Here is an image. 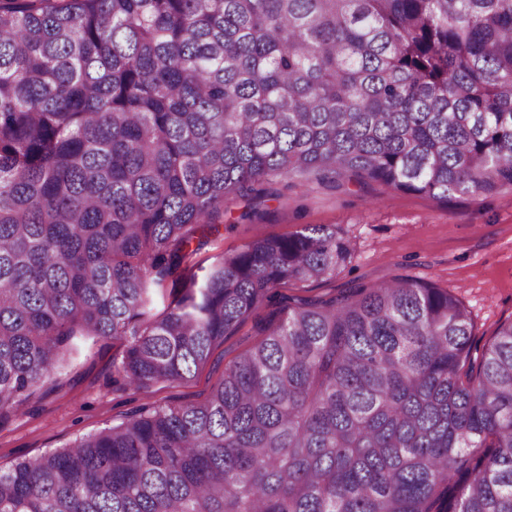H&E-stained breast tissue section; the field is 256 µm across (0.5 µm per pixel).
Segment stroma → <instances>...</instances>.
<instances>
[{
	"instance_id": "stroma-1",
	"label": "stroma",
	"mask_w": 512,
	"mask_h": 512,
	"mask_svg": "<svg viewBox=\"0 0 512 512\" xmlns=\"http://www.w3.org/2000/svg\"><path fill=\"white\" fill-rule=\"evenodd\" d=\"M268 191L265 198L239 197L225 204L220 231L199 248L197 261L210 264L221 251L255 238L333 224L354 247L351 263L332 278L278 288L275 298L226 337L186 382L135 390L119 381L113 368L123 341L87 343L71 357L58 389L0 421V467L97 432L146 405L201 401L225 365L258 341V322L280 309L285 296L328 299L355 283L407 276L460 297L472 315L476 344H485L499 323L512 319V191L457 195L445 202L375 182L292 190L275 182Z\"/></svg>"
}]
</instances>
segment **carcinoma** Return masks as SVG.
<instances>
[{"label": "carcinoma", "mask_w": 512, "mask_h": 512, "mask_svg": "<svg viewBox=\"0 0 512 512\" xmlns=\"http://www.w3.org/2000/svg\"><path fill=\"white\" fill-rule=\"evenodd\" d=\"M277 180L512 190V0H0V419L88 340L136 390L187 381L350 263L334 224L193 261ZM262 333L204 401L0 468V512H512V320L477 349L399 277Z\"/></svg>", "instance_id": "1"}]
</instances>
